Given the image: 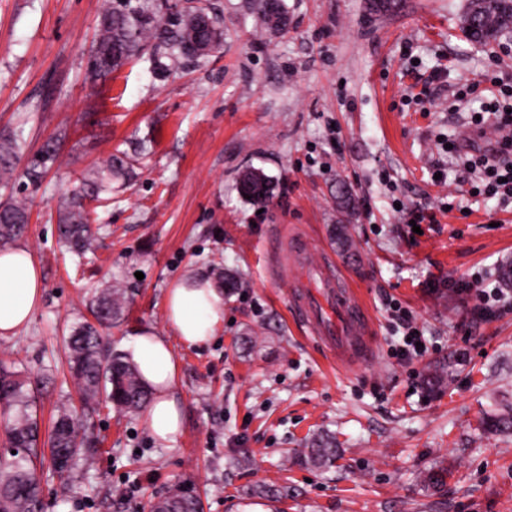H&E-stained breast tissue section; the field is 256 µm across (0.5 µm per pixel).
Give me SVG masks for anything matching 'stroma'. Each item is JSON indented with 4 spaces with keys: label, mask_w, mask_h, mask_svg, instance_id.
<instances>
[{
    "label": "stroma",
    "mask_w": 512,
    "mask_h": 512,
    "mask_svg": "<svg viewBox=\"0 0 512 512\" xmlns=\"http://www.w3.org/2000/svg\"><path fill=\"white\" fill-rule=\"evenodd\" d=\"M223 48L159 74L149 56L89 82V50L103 0H0V138L20 136L17 177L0 188L30 212L22 239L40 264L43 297L30 325L0 337V359L38 379L42 421L79 393L64 338L102 284L125 288V350L138 330L164 331L165 294L179 278L228 274L244 286L224 299L225 322L199 347L172 340L182 429L164 444L143 416L98 408L90 480L43 469V512H149L176 486L203 512H512V436L485 432L488 412L512 406V288L481 317L461 280L501 285L512 263V202L475 194L466 147L494 129L471 121L485 79L512 83V32L486 46L462 28L466 0H284L287 32L261 25L258 0H209ZM460 142L464 151L448 145ZM134 158L91 203L110 225L91 264L76 267L57 240L62 194L111 155ZM40 164L39 183L25 176ZM262 170L275 189L245 201L240 174ZM441 181H434L433 172ZM357 199L343 213L336 189ZM437 221L414 232L413 210ZM345 225L359 254L343 271L370 309L373 356L334 361L289 307L283 269L296 240L339 256ZM412 311L430 342L400 365L387 300ZM435 368L444 382L429 388ZM333 434L327 469L300 464L316 434ZM444 462V484L423 474ZM272 489L257 496L256 486Z\"/></svg>",
    "instance_id": "obj_1"
}]
</instances>
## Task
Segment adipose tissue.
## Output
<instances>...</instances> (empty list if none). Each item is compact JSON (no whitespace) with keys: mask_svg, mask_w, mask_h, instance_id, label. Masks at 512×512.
I'll list each match as a JSON object with an SVG mask.
<instances>
[{"mask_svg":"<svg viewBox=\"0 0 512 512\" xmlns=\"http://www.w3.org/2000/svg\"><path fill=\"white\" fill-rule=\"evenodd\" d=\"M42 293V272L27 246L0 253L1 337L16 335L30 324ZM164 312L168 335L145 327L128 346L130 360L153 392L144 421L162 443L173 440L181 429V408L175 396L178 363L169 339L177 337L190 347L209 342L224 321V290L201 274L183 277L169 288Z\"/></svg>","mask_w":512,"mask_h":512,"instance_id":"adipose-tissue-1","label":"adipose tissue"}]
</instances>
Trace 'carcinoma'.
Segmentation results:
<instances>
[{
    "instance_id": "carcinoma-1",
    "label": "carcinoma",
    "mask_w": 512,
    "mask_h": 512,
    "mask_svg": "<svg viewBox=\"0 0 512 512\" xmlns=\"http://www.w3.org/2000/svg\"><path fill=\"white\" fill-rule=\"evenodd\" d=\"M156 0H104L100 28L91 49L90 77L97 81L119 69L129 60L149 54L159 60V67H184L202 53H186L194 43L209 45L214 52L221 46L222 32L218 17L211 25L200 26L201 15L209 14L203 0H183L180 9L162 12ZM263 23L270 29L286 30V20L274 0L259 6ZM463 31L472 41L489 44L512 31V0H469ZM167 58L171 64L160 62ZM20 143L17 138L0 142V186L6 185L15 172ZM130 168L127 154L111 156L104 167L88 173L82 187L68 195L59 212L57 234L61 245L80 259L94 254L99 246L101 227L89 223L86 201L112 192V177ZM240 191L253 204L269 198L271 182L258 183L244 174ZM29 219L28 209L19 202L0 203V252L9 251L20 240ZM126 293L122 288L107 286L89 304L93 321L72 328L68 336L69 369L80 392L83 410L94 411L105 401L127 414L145 408L150 399L137 367L122 354L112 350L105 331L123 319ZM0 407L6 415L3 423L4 454L0 456V512H38L42 506L36 472L43 469L46 452L64 454L70 460L68 473L83 471L93 459L94 441L82 432L77 412L61 408L46 438H41L39 409L33 383L0 362ZM485 429L512 435V408L493 412L483 420ZM336 442L320 437L307 449L304 460L314 466H329L336 460ZM150 512H199L192 495L167 496L150 504Z\"/></svg>"
}]
</instances>
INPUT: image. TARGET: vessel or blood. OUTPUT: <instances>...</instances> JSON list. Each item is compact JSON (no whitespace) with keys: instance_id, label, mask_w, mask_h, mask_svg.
<instances>
[{"instance_id":"1","label":"vessel or blood","mask_w":512,"mask_h":512,"mask_svg":"<svg viewBox=\"0 0 512 512\" xmlns=\"http://www.w3.org/2000/svg\"><path fill=\"white\" fill-rule=\"evenodd\" d=\"M293 274L294 310L310 332L339 360L370 357V317L351 289L345 288L333 261L312 262L306 246Z\"/></svg>"}]
</instances>
